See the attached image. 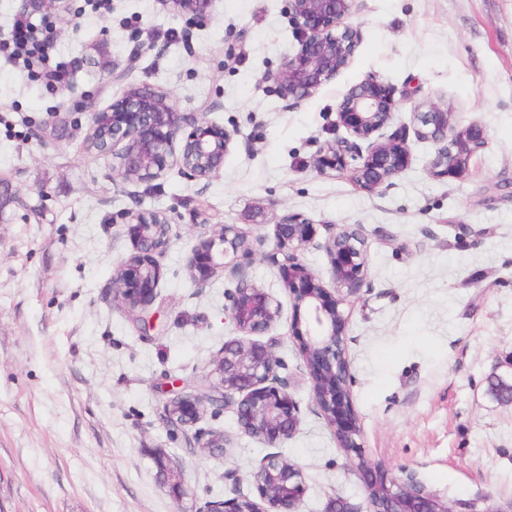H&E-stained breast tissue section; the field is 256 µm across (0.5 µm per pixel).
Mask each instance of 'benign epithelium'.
Instances as JSON below:
<instances>
[{"mask_svg": "<svg viewBox=\"0 0 512 512\" xmlns=\"http://www.w3.org/2000/svg\"><path fill=\"white\" fill-rule=\"evenodd\" d=\"M163 2L199 21L208 17L212 0ZM351 9L352 0H287L286 12L297 45L263 80L299 101L335 79L350 63L358 43V32L346 23ZM396 110L392 90L382 82L366 78L351 86L336 120L347 136L324 142L312 159L313 169L320 174L346 172L368 192L389 184L412 159L402 129L385 133ZM414 119L417 140L434 147L430 174L437 178L466 175L471 160L485 144L483 128L476 123L457 127L454 113L437 103L414 113ZM88 135L100 143V154L116 159L112 176L150 185L174 165L189 179L212 177L223 166L238 130L180 112L167 92L143 83L128 87L107 108L93 113ZM125 223L132 228V251L116 266L113 299L141 327L149 328L162 277L159 257L168 244V224L159 215L145 212L126 216ZM318 233L310 218L289 213L274 225L270 244L264 235L253 236L235 225L219 224L194 247L190 268L195 282L203 284L220 270L235 280L224 311L239 337L224 342V349L213 361L209 400L233 410L240 432L269 448L291 438L302 422L300 405L279 375L281 362L273 346L253 340L269 331L282 314L281 302L247 276L246 263L259 254L280 274L281 288L294 312L313 402L334 428L337 447L359 457L358 469L371 512H451L448 503L414 474L389 477L362 459V429L352 402L346 356L348 315L342 305L360 295L366 285V241L357 225H336L328 229L321 243ZM309 245L326 253L331 284L301 261L300 251ZM203 411V399L182 390L165 401L163 421L186 430L199 422ZM193 444L217 456L224 454L232 441L222 430H196ZM157 467L172 489H180V471L162 457L157 458ZM251 480L257 497L236 493L206 502L199 512H298L306 492L298 465L271 453L253 471Z\"/></svg>", "mask_w": 512, "mask_h": 512, "instance_id": "benign-epithelium-1", "label": "benign epithelium"}]
</instances>
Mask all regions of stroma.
<instances>
[{"mask_svg":"<svg viewBox=\"0 0 512 512\" xmlns=\"http://www.w3.org/2000/svg\"><path fill=\"white\" fill-rule=\"evenodd\" d=\"M22 10L59 28L55 59L72 77L45 86L0 52V179L23 191L0 213V512H198L253 493L269 449L232 410L206 406L198 423L232 439L220 457L191 448L162 412L172 381L211 394L212 363L236 336L224 313L235 282L220 272L196 284L195 245L215 224L272 235L289 212L368 237L367 285L344 306L365 459L414 473L451 512L512 498V406L488 391L512 372V0H354L349 66L298 102L262 80L295 44L286 0H213L203 21L164 0H112L107 16L88 0L55 11L0 0V40ZM369 77L392 88L396 125L429 102L478 122L486 141L469 174L433 177L434 148L416 140L410 166L376 192L317 173L320 145L345 134L344 93ZM142 82L238 129L215 176L174 168L148 186L85 152L92 113ZM128 211L170 226L147 333L112 297L132 249ZM247 272L285 304L265 339L302 412L279 449L304 474L299 512L335 497L370 512L355 462L316 411L277 270L258 257ZM160 451L182 471L181 494L159 476Z\"/></svg>","mask_w":512,"mask_h":512,"instance_id":"stroma-1","label":"stroma"}]
</instances>
